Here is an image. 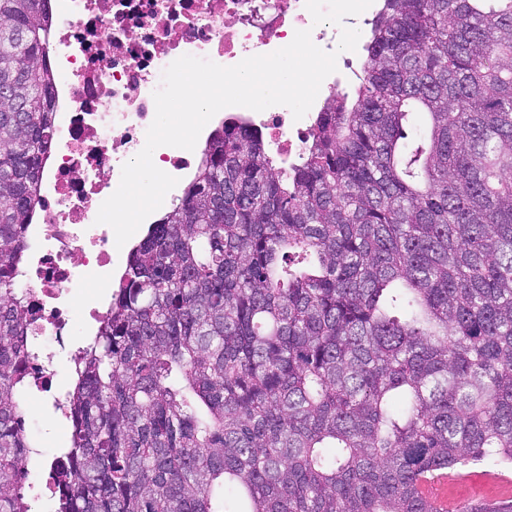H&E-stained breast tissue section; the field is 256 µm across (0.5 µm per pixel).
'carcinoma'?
I'll list each match as a JSON object with an SVG mask.
<instances>
[{"mask_svg":"<svg viewBox=\"0 0 512 512\" xmlns=\"http://www.w3.org/2000/svg\"><path fill=\"white\" fill-rule=\"evenodd\" d=\"M47 2L0 0V512H33ZM365 50L295 162L224 124L131 248L74 359L59 512H432L421 479L512 464V0H383Z\"/></svg>","mask_w":512,"mask_h":512,"instance_id":"cac0c4a2","label":"carcinoma"}]
</instances>
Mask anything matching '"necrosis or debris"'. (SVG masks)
Returning a JSON list of instances; mask_svg holds the SVG:
<instances>
[{"instance_id": "obj_1", "label": "necrosis or debris", "mask_w": 512, "mask_h": 512, "mask_svg": "<svg viewBox=\"0 0 512 512\" xmlns=\"http://www.w3.org/2000/svg\"><path fill=\"white\" fill-rule=\"evenodd\" d=\"M48 6L55 130L18 273L31 353L26 422L46 394L57 417L66 416L53 360L103 319L112 280L126 262L112 228L96 216L117 189L124 163L145 144L164 70L185 54L232 66L288 45L298 30H310L327 52L340 36L336 25L314 24L304 0H49ZM230 121L249 124L286 160L305 150L313 128L312 115L297 121L280 105L261 112L226 108L204 127L194 150L154 151V164L179 180L167 202L179 198L213 133Z\"/></svg>"}]
</instances>
